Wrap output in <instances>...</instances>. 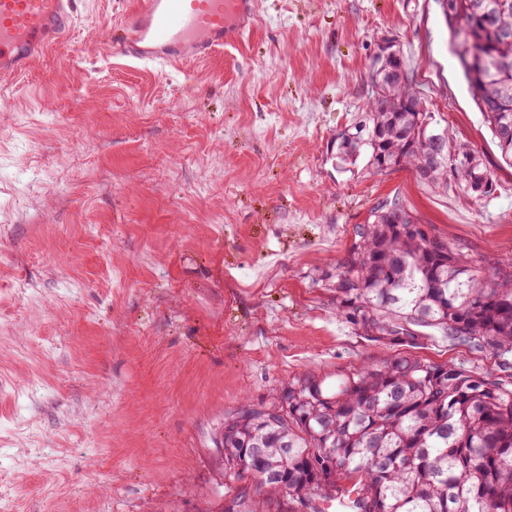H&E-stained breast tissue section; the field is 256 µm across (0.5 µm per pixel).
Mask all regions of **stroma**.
Here are the masks:
<instances>
[{"label":"stroma","mask_w":512,"mask_h":512,"mask_svg":"<svg viewBox=\"0 0 512 512\" xmlns=\"http://www.w3.org/2000/svg\"><path fill=\"white\" fill-rule=\"evenodd\" d=\"M137 2L77 0L65 39L0 78V512H221L225 417L289 380L397 354L503 371L445 340L369 342L325 286L391 199L512 261V162L438 0H259L240 41L179 66L108 54ZM386 37L494 195L332 158Z\"/></svg>","instance_id":"obj_1"}]
</instances>
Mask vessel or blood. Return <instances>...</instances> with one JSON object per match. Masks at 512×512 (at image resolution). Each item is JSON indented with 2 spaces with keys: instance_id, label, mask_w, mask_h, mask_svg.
I'll return each mask as SVG.
<instances>
[{
  "instance_id": "1",
  "label": "vessel or blood",
  "mask_w": 512,
  "mask_h": 512,
  "mask_svg": "<svg viewBox=\"0 0 512 512\" xmlns=\"http://www.w3.org/2000/svg\"><path fill=\"white\" fill-rule=\"evenodd\" d=\"M257 0H140L108 45L147 64L201 61L237 42ZM75 0H0V76H21L67 32Z\"/></svg>"
}]
</instances>
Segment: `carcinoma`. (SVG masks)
I'll use <instances>...</instances> for the list:
<instances>
[{
	"instance_id": "1",
	"label": "carcinoma",
	"mask_w": 512,
	"mask_h": 512,
	"mask_svg": "<svg viewBox=\"0 0 512 512\" xmlns=\"http://www.w3.org/2000/svg\"><path fill=\"white\" fill-rule=\"evenodd\" d=\"M455 43L467 60L487 51L512 59V0H439ZM387 72L380 97L341 132L336 158L383 173L410 167L429 187L448 188L453 176L473 196L475 180L492 179L478 152L454 141L418 99L399 52L373 58ZM502 157L512 160V70L467 79ZM413 97L415 110L400 109ZM441 138L445 161L433 158ZM456 150L473 165L451 167ZM341 316L358 335L382 344L416 347L436 336L512 358V272L486 269L447 239L425 233L396 200L383 202L336 269L325 276ZM250 474L269 500L323 512L344 502L347 512H512V379L463 364L394 355L373 367L341 369L335 381L301 378L258 411L246 405L224 419V475ZM224 512H266L239 486Z\"/></svg>"
}]
</instances>
